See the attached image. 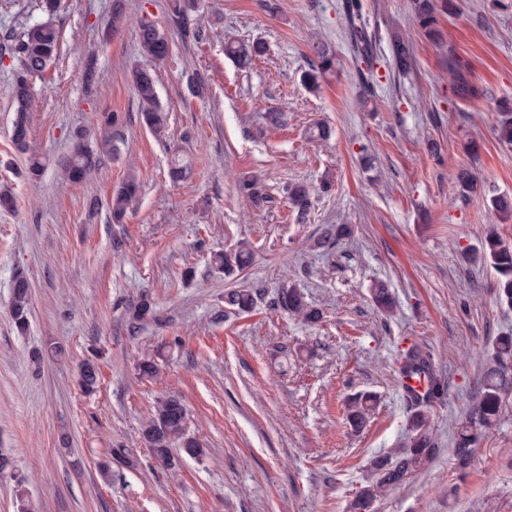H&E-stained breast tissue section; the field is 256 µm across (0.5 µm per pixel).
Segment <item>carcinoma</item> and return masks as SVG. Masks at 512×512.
Instances as JSON below:
<instances>
[{
  "label": "carcinoma",
  "instance_id": "obj_1",
  "mask_svg": "<svg viewBox=\"0 0 512 512\" xmlns=\"http://www.w3.org/2000/svg\"><path fill=\"white\" fill-rule=\"evenodd\" d=\"M450 0H412L414 16L428 35L436 34L438 15L448 11ZM201 0H170L168 5L171 24L180 29L192 14L200 11ZM346 20L351 32V40L358 55L369 63L376 50V32L369 31L367 21L362 14L360 0H348ZM138 45L145 63L131 71V81L139 99L140 118L143 126L157 137L165 135L167 114L162 108L154 74L150 62L160 61L169 53V41L156 24L142 20L137 31ZM392 62L395 69L405 71L411 64V51L404 35L391 32ZM267 50L265 43L233 42L224 45V54L236 66L248 67L252 61L262 56ZM315 60L304 72L305 85L314 89L318 79L334 64V54L322 43L311 46ZM58 51V34L48 21L34 20L13 36L6 35L0 43V57L6 55L18 62V69L12 88L15 103L13 122V141L21 150L27 148L32 112V78L41 75ZM448 74L456 96L468 100L477 96L478 90L472 84L467 68L454 53H448ZM359 100L366 106L373 97V70L359 71ZM120 116L115 112H103L100 116L102 133L100 152L107 155L120 153V144L124 143L120 129ZM494 134L504 144H512V104L499 110V119ZM98 155L77 138L70 155L60 162L61 169L73 183L84 180L95 168ZM190 165L175 156L171 160L169 177L177 183L190 174ZM452 180L461 195L467 196L477 188L475 176L467 170L452 174ZM140 192V180L135 174L128 175L113 191L110 214L112 223H123L129 206ZM289 201L297 216L303 218L312 205V191L304 184H296L288 191ZM252 251L248 244L241 243L235 250L215 256L217 266L230 275L234 270H242L251 263ZM472 264H488L499 275L498 299L512 307V246L505 243L495 227L488 228L481 240L480 247L468 256ZM370 295L383 313L393 307V299L388 288L381 283L370 287ZM276 306L293 316L306 321L318 319L319 312L306 301L304 293L296 285L284 286L276 293ZM31 288L27 277L19 273L15 276L12 292L10 315L15 328L25 331L29 323V304ZM224 304L230 308L245 312L254 304V292L250 288H230L224 293ZM400 374L404 377L420 376L426 379L427 387L423 393L409 392L407 396L415 402L417 409L408 422L409 437L405 448L396 455L374 458L370 463L372 478L362 486L351 503L353 512H365L372 502L389 489L402 484L405 479L429 459L435 451V442L428 431L430 409L445 393L441 378L434 371L427 355L416 346L409 348L402 356ZM101 378L98 363L90 358L79 366L78 385L87 395L97 392ZM512 392V335L499 336L488 350L482 370L480 390L472 405L469 406L466 421L459 427L455 437L453 456L456 464L462 468L470 463L472 448L480 443L498 421L505 398ZM376 402V396L370 392L353 395L346 404V418L351 426L363 428ZM188 414L182 399L177 395H168L157 403L153 417L142 431L144 443L153 456L166 468L176 465L172 445L180 443L181 450L188 456L199 458L204 449L201 443L188 434Z\"/></svg>",
  "mask_w": 512,
  "mask_h": 512
}]
</instances>
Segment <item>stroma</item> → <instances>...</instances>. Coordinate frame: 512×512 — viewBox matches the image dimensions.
Here are the masks:
<instances>
[{
	"label": "stroma",
	"mask_w": 512,
	"mask_h": 512,
	"mask_svg": "<svg viewBox=\"0 0 512 512\" xmlns=\"http://www.w3.org/2000/svg\"><path fill=\"white\" fill-rule=\"evenodd\" d=\"M117 1L125 20L115 28ZM168 2L61 0L58 54L31 81L29 146L46 163L33 181L12 140L17 64L0 61V190L16 200L0 209V456L11 461L0 471V512H18L20 475L37 512H349L371 460L405 440L411 407L399 367L414 345L448 388L428 424L436 450L371 512H512V395L467 469L453 458L483 355L512 333L494 270L465 259L490 224L512 244V219L492 209L493 197L512 195V145L493 133L499 105L512 102V0H452L435 39L420 31L410 0H363L379 35L364 110V63L343 0H276L273 13L263 0H204L191 21L203 31L197 40L171 25ZM143 19L170 43L154 66L163 139L142 125L130 78ZM394 27L412 47L405 74L392 66ZM230 40H260L268 51L241 69L224 54ZM317 40L336 65L311 90L301 75ZM452 54L479 89L473 99L453 91ZM104 112L120 115L126 145L69 182L59 164L77 134L94 143ZM318 122L331 126L329 140L309 138ZM176 152L192 173L175 184ZM460 168L479 182L466 197L450 179ZM132 172L139 198L112 223V193ZM250 176L267 196L258 206L239 190ZM297 183L315 191L301 221L288 202ZM337 224L347 234L317 248ZM242 240L253 249L248 268L228 276L212 265L213 253ZM19 271L32 288L23 334L10 316ZM286 282L320 320L275 307ZM375 282L393 295L391 313L374 305ZM241 286L256 294L248 313L224 304ZM145 298L155 316L139 324L130 310ZM88 357L101 372L90 397L76 383ZM147 359L157 366L148 378L139 372ZM364 391L377 404L357 431L345 404ZM169 394L181 396L206 451L182 456L174 472L141 439ZM118 449L130 464L104 480L99 464Z\"/></svg>",
	"instance_id": "stroma-1"
}]
</instances>
